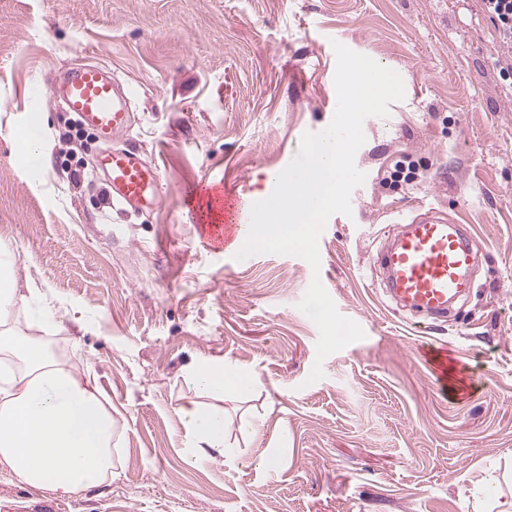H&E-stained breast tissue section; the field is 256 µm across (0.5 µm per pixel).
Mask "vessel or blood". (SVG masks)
I'll return each instance as SVG.
<instances>
[{
  "label": "vessel or blood",
  "instance_id": "1",
  "mask_svg": "<svg viewBox=\"0 0 512 512\" xmlns=\"http://www.w3.org/2000/svg\"><path fill=\"white\" fill-rule=\"evenodd\" d=\"M50 95L105 141L130 131L135 116L124 83L95 64L83 65L60 77L48 89L31 88V99ZM100 169L112 189L113 203L137 210L157 204V167L133 149L106 153ZM205 200L223 223L209 225L211 240L226 244L238 238L250 220V207H227L224 193L213 190ZM477 255L462 225L434 213L413 217L380 251V267L391 298L415 314L440 319L471 286Z\"/></svg>",
  "mask_w": 512,
  "mask_h": 512
}]
</instances>
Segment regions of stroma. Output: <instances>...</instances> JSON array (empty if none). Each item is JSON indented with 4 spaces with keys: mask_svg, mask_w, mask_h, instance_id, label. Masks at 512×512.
I'll return each instance as SVG.
<instances>
[{
    "mask_svg": "<svg viewBox=\"0 0 512 512\" xmlns=\"http://www.w3.org/2000/svg\"><path fill=\"white\" fill-rule=\"evenodd\" d=\"M478 0H0V232L16 271L45 283L65 322L45 333L80 349L124 431L112 483L62 512H476L487 468L512 459V83L499 74ZM397 72L405 97L363 124L366 179L351 215L330 217L321 268L207 246L187 188L268 197L305 132L337 104L333 42ZM80 64L111 69L133 93L121 143L160 169L158 207L114 205L97 167L105 145L73 137L74 114L29 102ZM35 121L41 175L18 133ZM418 161L416 182L384 186ZM435 209L468 225L482 261L467 300L434 320L399 309L377 256L400 222ZM362 340L308 383L319 331L297 304L313 276ZM448 352V377L427 358ZM197 356L245 364L259 385L224 400L254 440L200 463L173 412ZM265 453L275 471L256 468ZM50 492L0 475V512H45Z\"/></svg>",
    "mask_w": 512,
    "mask_h": 512,
    "instance_id": "obj_1",
    "label": "stroma"
}]
</instances>
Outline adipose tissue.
I'll return each mask as SVG.
<instances>
[{"label":"adipose tissue","mask_w":512,"mask_h":512,"mask_svg":"<svg viewBox=\"0 0 512 512\" xmlns=\"http://www.w3.org/2000/svg\"><path fill=\"white\" fill-rule=\"evenodd\" d=\"M9 236L0 233V472L17 482L76 500L115 476L121 437L102 398L94 371L57 357L42 341L21 332L19 312L31 327L56 331L64 324L40 304L37 280H17ZM185 394L175 408L184 446L197 460L226 454L222 410L202 397L241 398L258 383L249 367L207 357L181 373Z\"/></svg>","instance_id":"1"}]
</instances>
